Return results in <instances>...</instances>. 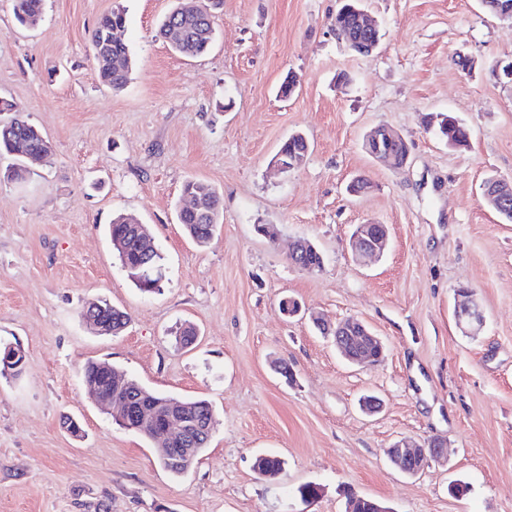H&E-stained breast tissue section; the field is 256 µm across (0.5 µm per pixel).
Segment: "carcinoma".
Returning <instances> with one entry per match:
<instances>
[{
    "label": "carcinoma",
    "instance_id": "cac0c4a2",
    "mask_svg": "<svg viewBox=\"0 0 512 512\" xmlns=\"http://www.w3.org/2000/svg\"><path fill=\"white\" fill-rule=\"evenodd\" d=\"M15 21L24 28L34 27L44 13L45 0H11ZM222 0H204L202 9H185L182 2L162 19L158 37L167 42L179 55L185 58L200 57L212 48L216 41L212 12L220 7ZM126 17L117 8L102 15L91 35L93 60L100 80L115 91L123 89L129 80L133 59L125 40ZM10 113L7 119L0 118V157H8L13 163L7 165V177L15 180L23 177L32 168L31 159L48 154L52 146L47 137L31 124L18 107L6 100L0 101V115ZM469 128L451 114L439 115L437 132L450 147H464L468 143ZM309 150L306 137L291 135L277 151L282 158L296 156L305 161ZM182 194L197 204L192 210L182 209L177 213L178 224L184 233L196 244L203 246L214 237L219 224L221 198L210 185L197 180L183 184ZM110 240L120 245L116 255L121 266L135 270L131 279L144 293L158 290L163 277L162 255L158 248L148 243L136 231V225L128 223L124 214L115 216L108 226ZM299 254L305 269L322 268L324 259L321 251L313 246L299 244ZM112 319V334H120L128 323V314L107 301L99 302ZM82 383L91 396H110L116 401L147 400L159 401L158 394L129 377L124 371L105 361H89L83 368ZM177 409L179 417L186 422L203 421L212 417L211 406L204 400L181 399ZM254 469L266 480L276 479L283 470V461L275 456L256 459ZM372 500L348 493L347 512H372Z\"/></svg>",
    "mask_w": 512,
    "mask_h": 512
}]
</instances>
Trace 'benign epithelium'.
Listing matches in <instances>:
<instances>
[{
  "mask_svg": "<svg viewBox=\"0 0 512 512\" xmlns=\"http://www.w3.org/2000/svg\"><path fill=\"white\" fill-rule=\"evenodd\" d=\"M482 7L490 15L512 21V0H481ZM354 27L347 30L336 31V36L344 41L355 53L367 55L372 53L379 45L378 24L370 18L366 9L353 7ZM394 141L403 144V152L396 154L380 149V141ZM365 149L375 159L387 162L390 165L402 168L408 159V146L404 138L387 125L374 127L364 142ZM512 192V182L504 179L497 180L492 193H484L495 207L509 205V193ZM388 245V229L384 224H361L350 237V251L353 258L360 260L376 257L384 253ZM465 300L456 310L457 320L472 328H480L484 322L480 303L475 293L469 289L463 291ZM326 332L331 334L336 347L343 352L344 360L353 366L364 364L365 352L376 347L379 354L385 353V346L364 323L356 318H347L335 324L325 326ZM176 401H167V408L163 409L159 403L139 404L134 408L121 406V424L123 427L136 430L140 426L150 423L160 417L167 419L163 425V434L159 435L162 448L160 455L164 458H188L195 449L188 447L195 433L199 431L211 432V422L200 426L186 422H176L173 412ZM387 456L403 473L408 476L420 474L431 462L446 460L445 444L439 440L429 448H421L411 440L402 438L393 442L387 448Z\"/></svg>",
  "mask_w": 512,
  "mask_h": 512,
  "instance_id": "benign-epithelium-1",
  "label": "benign epithelium"
}]
</instances>
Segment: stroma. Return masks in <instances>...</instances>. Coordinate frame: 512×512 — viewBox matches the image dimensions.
Masks as SVG:
<instances>
[{"mask_svg":"<svg viewBox=\"0 0 512 512\" xmlns=\"http://www.w3.org/2000/svg\"><path fill=\"white\" fill-rule=\"evenodd\" d=\"M175 3L46 0L29 29L0 0V97L53 145L26 180L0 183V343L25 354L20 377L0 379V512H345L348 490L393 512H512V223L482 196L488 178L512 179V80L498 70L512 24L479 0H364L381 40L358 55L332 29L339 0H223L213 49L188 60L157 36ZM117 7L133 58L119 91L100 81L91 45ZM291 71L301 83L284 99ZM441 112L466 123L468 147L428 127ZM379 124L406 140L404 168L364 150ZM296 131L309 153L279 172L271 160ZM360 175L373 189L350 195ZM190 179L222 198L204 246L176 222ZM118 213L148 225L159 292L142 293L115 255ZM371 222L388 226L390 247L359 264L349 238ZM300 238L321 269L290 262ZM462 288L482 307L479 331L455 317ZM285 297L303 316L282 313ZM98 300L128 313L122 334L87 329L81 312ZM315 316L360 319L384 360L348 366ZM185 323L198 335L180 348ZM90 360L211 404L210 442L186 473L88 397ZM366 394L379 414L362 413ZM403 436L441 439L446 462L402 474L386 450ZM262 454L284 460L277 481L255 472ZM456 480L465 495L449 494ZM308 483L321 488L311 504L297 493Z\"/></svg>","mask_w":512,"mask_h":512,"instance_id":"1","label":"stroma"}]
</instances>
